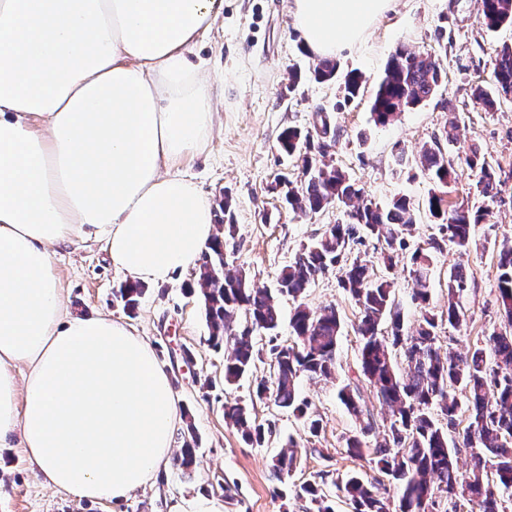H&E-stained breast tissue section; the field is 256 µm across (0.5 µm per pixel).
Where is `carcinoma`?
<instances>
[{
    "label": "carcinoma",
    "instance_id": "cac0c4a2",
    "mask_svg": "<svg viewBox=\"0 0 512 512\" xmlns=\"http://www.w3.org/2000/svg\"><path fill=\"white\" fill-rule=\"evenodd\" d=\"M480 25L488 31L512 26V0H481ZM338 65L325 59L313 68L320 82L336 79ZM445 68L440 54L421 52L400 45L390 55L375 91L371 111L375 124L386 126L401 112L429 99L442 85ZM495 88L474 89L475 97L487 110L497 99L512 96V45L504 44L496 52ZM365 77L348 72L342 82L345 98L352 100L361 92ZM281 150L301 161L303 181L295 186L279 183L284 200L293 210L318 214L333 205L346 207L342 222L328 225L323 234L304 245L281 273L276 291L255 288L245 271L225 269L224 242L204 252L199 259L198 284L204 300L209 328V343L224 346V383L232 384L255 366V342L252 333L238 329L241 316L252 321L253 329L275 331L280 323L278 297L296 302L290 326L296 341L270 348L273 370L270 379L256 386V397L269 399L304 419L313 436L320 422L308 413L307 403L299 400L298 380L329 377L336 369L338 341L343 320L332 305L313 311L300 302L306 289L320 275L337 264L340 287L359 308L356 333L360 339L359 372L373 397L386 407L383 441L370 448L365 438L375 430L376 421L359 384L347 383L338 392L348 412L359 422L358 433L345 439V452L351 457H368L377 476L367 479L351 472L335 483L336 491L350 502L352 512H512V246L499 253V293L508 329L493 330L481 337L466 353L453 350L441 354L437 346L439 323L460 328L466 311L456 297L457 288L468 286L465 267L455 266L448 276L447 308L440 315L422 313L418 327L410 332L396 300L394 282L374 276L370 261L347 257L351 247L371 235L385 243L380 260L392 267L398 251L405 246V231L413 224V206L405 196L386 205L375 202L358 188L349 174L326 162L329 144L311 131L286 129L280 138ZM418 163L431 180L446 184L456 174L454 163L444 152L440 139L426 146ZM465 163L476 179V190L485 206L476 210L457 205L433 192L428 211L439 224L440 237L431 248L451 246L460 254L470 251L473 226L481 223L503 191L496 170L483 154L473 149ZM428 255L416 250L411 255L412 299L426 304L430 296ZM144 289L139 283L119 288L124 307L134 311ZM402 350L404 368L394 362L392 349ZM464 392L460 402L452 391ZM468 412L469 424L463 435L449 439L460 411ZM224 416L241 433L244 441L260 446L266 440L264 425L251 417L238 402L224 403ZM197 436L187 428L177 462L187 474L196 466ZM469 456V470L459 471L456 459ZM300 463L298 443L288 440L272 464V475L285 483ZM397 489L398 505L390 509L381 496L383 480ZM314 505L315 512H334L328 495L315 483L306 482L297 491Z\"/></svg>",
    "mask_w": 512,
    "mask_h": 512
}]
</instances>
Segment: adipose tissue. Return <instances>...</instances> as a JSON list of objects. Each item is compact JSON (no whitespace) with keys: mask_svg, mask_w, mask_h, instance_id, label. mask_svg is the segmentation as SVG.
<instances>
[{"mask_svg":"<svg viewBox=\"0 0 512 512\" xmlns=\"http://www.w3.org/2000/svg\"><path fill=\"white\" fill-rule=\"evenodd\" d=\"M393 0H291L306 50L353 48ZM224 0H0V447L42 485L118 503L165 469L179 420L146 339L68 311L55 254L89 237L164 283L215 243L179 171L215 127L191 54Z\"/></svg>","mask_w":512,"mask_h":512,"instance_id":"obj_1","label":"adipose tissue"}]
</instances>
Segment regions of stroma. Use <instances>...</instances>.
Segmentation results:
<instances>
[{
  "label": "stroma",
  "instance_id": "1",
  "mask_svg": "<svg viewBox=\"0 0 512 512\" xmlns=\"http://www.w3.org/2000/svg\"><path fill=\"white\" fill-rule=\"evenodd\" d=\"M290 0H224V13L212 32L196 45L195 54L222 70L212 94L219 105V121L204 153L181 165L182 171L213 202L230 199L234 227L225 235L227 270L244 269L252 285L275 289L282 270L302 245L320 237L327 225L342 220L333 207L316 215L295 212L281 200L275 185L281 179L300 183V161L279 149L289 128L312 129L315 112L326 110L339 136L330 154L368 197L387 203L406 196L414 205L415 224L392 268L380 264L382 244L366 237L359 252L373 260L376 275L395 284L405 323L415 327L422 310L441 313L447 304L448 275L456 264L466 267L470 290L464 305L467 321L459 329L441 328L440 347L466 351L487 332L504 328L499 306L498 251L512 241V100L485 110L473 91L493 88L496 50L512 44V27L491 33L480 26V0H394L354 50L336 54L340 71L357 70L367 83L359 97L344 101L338 82H316L314 58L305 49L289 11ZM427 51L446 45V77L438 92L414 109L399 114L384 127L374 125L371 105L389 56L398 45ZM302 78L289 87L290 68ZM444 141L453 159L456 178L443 192L449 201L480 206L475 178L463 159L479 149L496 168L504 190L490 213L473 228V247L466 256L450 247L436 251L429 243L438 236L427 208L433 183L417 167L422 146ZM406 155L408 168L396 166ZM430 257L428 305L411 299L410 256L416 249ZM57 272L69 310L76 314L108 313L134 326L153 346L158 360L172 375L181 412L173 435L172 453H179L187 428L198 437L200 464L184 474L168 464L156 485L133 492L117 503L81 500L40 484L29 461L17 448L0 449V512H177L189 501L208 497L222 502L223 512H308V500L294 489L306 482L333 486L349 472L369 473L366 461L349 457L346 437L358 422L339 401V388L357 375L359 338L353 326L358 308L339 285L340 271L330 268L306 291L311 308L333 304L344 317L335 375L328 379L301 377L298 388L309 410L321 420L318 436L271 400L253 394L257 381L268 377L272 343H293L287 321L294 303L280 298L284 316L275 334L256 333L261 354L252 371L236 385L224 384V351L208 345L209 329L196 291L197 270L190 267L163 284L150 283L135 311H127L117 290L126 282L114 268L102 243L88 239L79 249L58 252ZM239 401L257 421L272 431L263 446L245 443L224 417V403ZM301 445L300 463L287 483L275 481L271 464L287 439Z\"/></svg>",
  "mask_w": 512,
  "mask_h": 512
}]
</instances>
